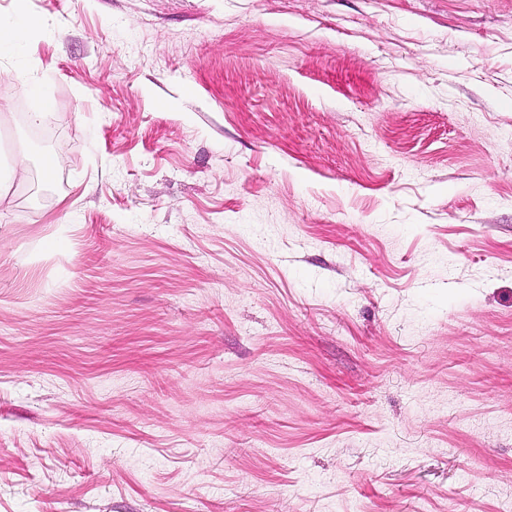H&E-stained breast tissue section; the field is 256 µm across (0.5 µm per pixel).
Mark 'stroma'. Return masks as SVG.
I'll return each mask as SVG.
<instances>
[{
  "label": "stroma",
  "mask_w": 512,
  "mask_h": 512,
  "mask_svg": "<svg viewBox=\"0 0 512 512\" xmlns=\"http://www.w3.org/2000/svg\"><path fill=\"white\" fill-rule=\"evenodd\" d=\"M21 18L0 512L512 503V0Z\"/></svg>",
  "instance_id": "35a3bbf8"
}]
</instances>
